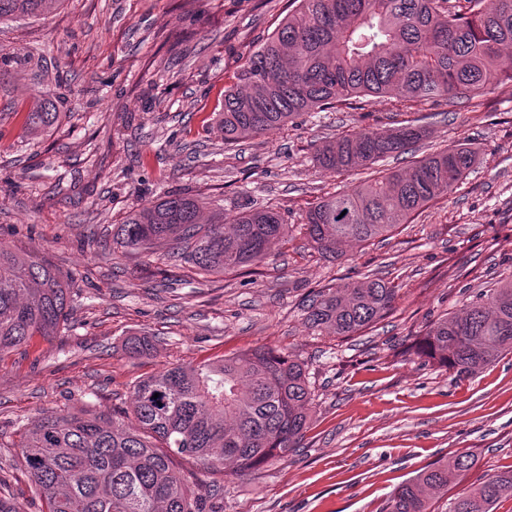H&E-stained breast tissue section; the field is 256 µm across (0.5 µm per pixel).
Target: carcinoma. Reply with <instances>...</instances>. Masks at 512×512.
Wrapping results in <instances>:
<instances>
[{
	"instance_id": "1",
	"label": "carcinoma",
	"mask_w": 512,
	"mask_h": 512,
	"mask_svg": "<svg viewBox=\"0 0 512 512\" xmlns=\"http://www.w3.org/2000/svg\"><path fill=\"white\" fill-rule=\"evenodd\" d=\"M62 0H0V19L37 17ZM296 7L224 87L216 114L224 143L279 130L306 112L367 96L412 102L475 97L512 78V0H294ZM59 113L26 118L36 133ZM422 137L413 124L345 132L323 141L315 159L333 172L367 170L354 188L326 197L302 229L321 255L338 258L347 243L393 235L424 207L453 193L476 163L459 143L403 170L376 167ZM290 233L272 208L249 206L229 221L202 219L198 199L169 193L118 226L123 247L146 251L169 240L205 274L259 266ZM72 284L35 254L0 244V355L36 336L57 333ZM396 288L368 274L343 288H320L304 305L309 329L350 338L387 317ZM124 347L151 357L155 340L132 334ZM512 352V279L497 283L460 312L432 322L417 353L458 375L474 374ZM313 393L305 365L259 347L235 357L173 366L139 380L128 417L46 412L19 444L31 489L47 512H202L172 467L188 457L211 471L243 476L299 447ZM467 453L437 461L397 488L388 512H431L474 468ZM512 494V470L487 474L454 495L449 512H494Z\"/></svg>"
}]
</instances>
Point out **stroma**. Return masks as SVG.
Listing matches in <instances>:
<instances>
[{
  "mask_svg": "<svg viewBox=\"0 0 512 512\" xmlns=\"http://www.w3.org/2000/svg\"><path fill=\"white\" fill-rule=\"evenodd\" d=\"M292 0H63L53 13L0 20V243L37 254L72 281L57 336L0 356V496L43 512L20 468L19 429L45 412L129 411L134 384L164 368L258 347L308 367L314 393L301 446L244 476L178 458L176 471L215 512H386L397 487L465 451L476 475L512 470V353L459 377L417 357L427 326L512 278V80L475 100L308 112L228 146L204 127L233 72ZM58 99L57 123L25 129ZM418 121L416 156L466 143L477 162L450 196L387 239L323 257L299 226L312 204L361 172L315 162L327 137ZM201 199L205 217L268 206L292 224L259 274L202 275L121 246L127 215L163 192ZM397 288L394 312L348 340L312 333L302 302L368 272ZM158 355L133 359L131 334ZM124 347L134 358L151 357L156 351L155 340L145 334H132L125 339Z\"/></svg>",
  "mask_w": 512,
  "mask_h": 512,
  "instance_id": "obj_1",
  "label": "stroma"
}]
</instances>
